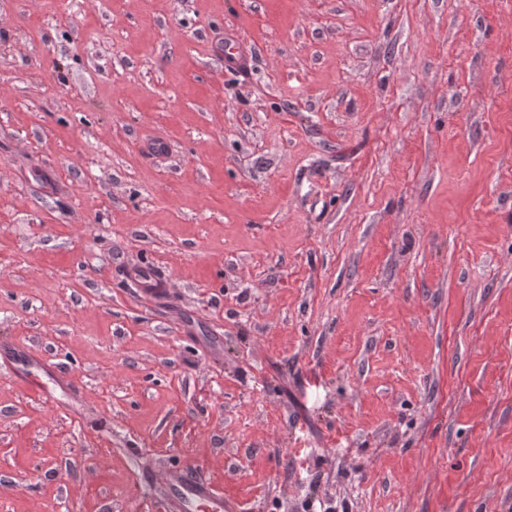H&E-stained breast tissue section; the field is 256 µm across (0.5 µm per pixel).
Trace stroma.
<instances>
[{
    "instance_id": "stroma-1",
    "label": "stroma",
    "mask_w": 512,
    "mask_h": 512,
    "mask_svg": "<svg viewBox=\"0 0 512 512\" xmlns=\"http://www.w3.org/2000/svg\"><path fill=\"white\" fill-rule=\"evenodd\" d=\"M1 339L0 512H512V0H0ZM252 51L250 45L238 38L224 40V63L231 69L244 72L248 69ZM0 367L9 371L13 379L45 399L55 402L59 397L71 403L68 408L75 417L82 411V390L69 374L61 371L47 357L28 345L13 341L0 343ZM74 406L78 407L76 409ZM157 512H242L240 503L208 478L186 468L169 467L163 475Z\"/></svg>"
}]
</instances>
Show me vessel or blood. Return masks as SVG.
<instances>
[{"label": "vessel or blood", "instance_id": "obj_1", "mask_svg": "<svg viewBox=\"0 0 512 512\" xmlns=\"http://www.w3.org/2000/svg\"><path fill=\"white\" fill-rule=\"evenodd\" d=\"M251 56L246 41L225 39L224 62L229 68L246 71ZM0 367L7 369L17 383L49 401L62 398L76 407L83 402L82 390L73 377L30 346L1 342ZM157 512H242V507L208 478L192 470L170 467L163 475Z\"/></svg>", "mask_w": 512, "mask_h": 512}]
</instances>
